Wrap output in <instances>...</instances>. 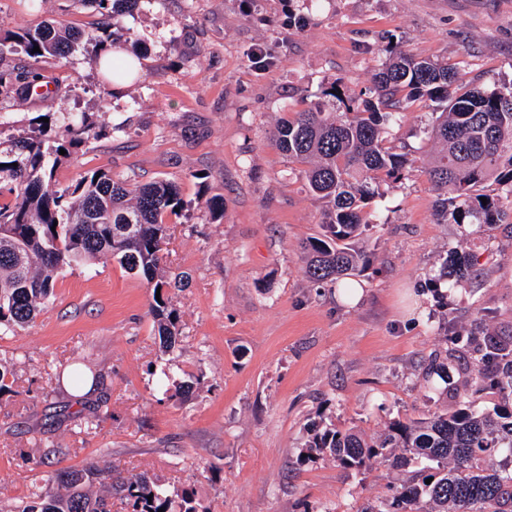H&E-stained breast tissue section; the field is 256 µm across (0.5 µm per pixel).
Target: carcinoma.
Returning a JSON list of instances; mask_svg holds the SVG:
<instances>
[{
    "label": "carcinoma",
    "instance_id": "1",
    "mask_svg": "<svg viewBox=\"0 0 512 512\" xmlns=\"http://www.w3.org/2000/svg\"><path fill=\"white\" fill-rule=\"evenodd\" d=\"M92 2L114 18L138 0ZM106 32L98 27L62 31L45 21L0 36V55L7 50L34 60L63 58L76 45L91 43L98 64L108 48L119 47ZM109 71L116 80L133 75L124 59L110 62ZM55 83V77L35 68L0 71V94L24 96ZM429 101L442 107L432 113L425 133L438 146L428 175L440 191L437 211L443 223H512V206L505 210L500 198L483 192L492 180L505 198H512V83L476 87L458 65L395 46L378 62L368 95L352 96L335 82L276 129L279 148L309 164V188L324 203L321 234L301 243L310 281H338L366 267L365 253L353 246L372 224L366 208L379 183L400 178L407 163L405 155L386 146L388 126L401 112ZM48 132L40 122L14 148L0 150V326L7 329L26 326L43 311L59 270L101 257H119L129 271L163 289L157 274L168 236L166 218L183 206L171 182L130 188L107 171L58 187L54 170L60 150L69 155L98 131L83 115L65 124L59 137L52 139ZM470 266L466 253L452 249L435 280L463 278ZM152 314L162 351H172L179 336L177 315L164 300L154 302ZM463 388L455 407L439 408L426 419H394L377 437L316 428L302 444L297 463L330 456L345 470H360L378 459L401 471L414 465L393 486L390 512H512V343L487 336ZM486 390L500 396L490 410L480 406ZM55 481L65 492L37 488L14 512H112L108 496L86 489L93 481L119 496L127 512H206L193 492L174 494L144 474L124 476L91 464L60 470Z\"/></svg>",
    "mask_w": 512,
    "mask_h": 512
}]
</instances>
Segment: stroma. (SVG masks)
Returning <instances> with one entry per match:
<instances>
[{
	"mask_svg": "<svg viewBox=\"0 0 512 512\" xmlns=\"http://www.w3.org/2000/svg\"><path fill=\"white\" fill-rule=\"evenodd\" d=\"M292 12L306 24L289 27ZM98 17L85 0H0V34L44 21L78 30ZM114 30L140 47L143 72L124 84L108 83L81 46L62 59L0 56V70L36 65L59 80L44 96L0 95V149L36 118L57 133L85 112L99 135L59 162L58 186L98 170L178 186L184 207L169 218L160 266L181 335L162 352L153 286L118 259L63 269L33 323L0 331L11 371L0 512L90 462L191 490L207 512H361L388 498L403 474L386 463L301 467L299 448L319 423L373 436L455 405L485 330L512 336V224L467 233L438 222L425 173L431 109L404 111L387 143L407 164L368 206L372 257L355 277L365 296L339 305L335 283L305 274L299 244L320 234L322 203L274 131L322 87H370L392 39L461 63L477 85L512 82V0H139ZM456 247L472 272L438 294L427 282ZM451 343L447 384L425 381ZM72 368L93 378V394L69 385ZM93 407L98 427L80 432L75 413Z\"/></svg>",
	"mask_w": 512,
	"mask_h": 512,
	"instance_id": "1",
	"label": "stroma"
}]
</instances>
